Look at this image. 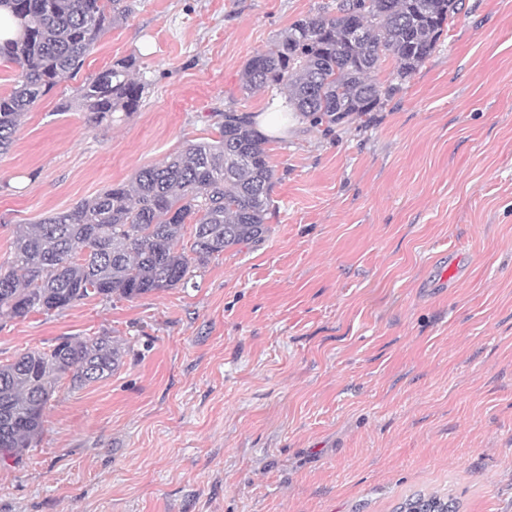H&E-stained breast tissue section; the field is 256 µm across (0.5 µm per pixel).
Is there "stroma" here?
Returning <instances> with one entry per match:
<instances>
[{
    "label": "stroma",
    "instance_id": "35a3bbf8",
    "mask_svg": "<svg viewBox=\"0 0 512 512\" xmlns=\"http://www.w3.org/2000/svg\"><path fill=\"white\" fill-rule=\"evenodd\" d=\"M131 2L0 157V263L15 225L269 111L243 67L322 0ZM462 2L377 111L267 138L261 242L178 288L0 320L2 363L105 331L125 349L58 383L36 446L0 459V512H392L432 488L512 512V0ZM130 54L138 112L57 111Z\"/></svg>",
    "mask_w": 512,
    "mask_h": 512
}]
</instances>
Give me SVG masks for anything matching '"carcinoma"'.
I'll use <instances>...</instances> for the list:
<instances>
[{
	"label": "carcinoma",
	"mask_w": 512,
	"mask_h": 512,
	"mask_svg": "<svg viewBox=\"0 0 512 512\" xmlns=\"http://www.w3.org/2000/svg\"><path fill=\"white\" fill-rule=\"evenodd\" d=\"M459 0H329L296 20L245 64L246 91L276 88L288 107L314 126L375 112L396 86L371 77L390 58L403 84L432 54L458 12ZM20 22L15 41L0 43V63L12 64L10 92L0 94V156L7 154L22 116L60 78L75 75L96 43L127 19L124 0H0ZM130 54L86 78L56 111L85 113L89 124L130 115L145 85L133 78ZM265 138L251 116L224 112L219 136L187 142L165 160L137 171L90 199L17 224L13 251L0 265V316H59L89 300L135 299L186 282L193 269L224 251L256 243L266 233L274 171ZM192 242L178 247L185 226ZM124 348L106 333L64 338L0 363V456L19 458L39 440L44 412L64 377L82 388L111 375ZM395 512H460L439 490L406 497Z\"/></svg>",
	"instance_id": "carcinoma-1"
}]
</instances>
